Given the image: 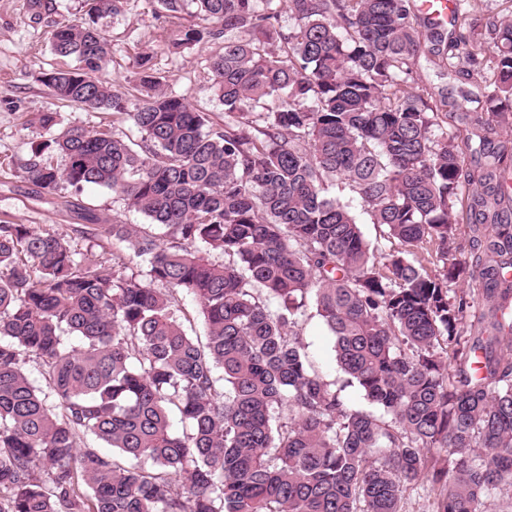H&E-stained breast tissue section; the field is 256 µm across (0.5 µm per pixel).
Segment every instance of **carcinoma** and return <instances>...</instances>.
Instances as JSON below:
<instances>
[{"label":"carcinoma","mask_w":512,"mask_h":512,"mask_svg":"<svg viewBox=\"0 0 512 512\" xmlns=\"http://www.w3.org/2000/svg\"><path fill=\"white\" fill-rule=\"evenodd\" d=\"M188 1L200 23L171 45H222V124L147 57L132 106L99 77V20L123 0L52 33L75 66L40 82L140 139L43 112L19 176L72 210L63 192L108 188L150 223L114 214L76 240L0 223V512H403L423 485L427 512L512 505V188L488 140L512 126V20L458 6L446 32L415 0H159L170 22ZM422 56L490 72L477 171L440 133L447 97L415 85ZM333 181L396 247L365 239ZM310 307L374 410L314 370Z\"/></svg>","instance_id":"carcinoma-1"}]
</instances>
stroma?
I'll return each instance as SVG.
<instances>
[{"label": "stroma", "instance_id": "stroma-1", "mask_svg": "<svg viewBox=\"0 0 512 512\" xmlns=\"http://www.w3.org/2000/svg\"><path fill=\"white\" fill-rule=\"evenodd\" d=\"M85 12V0H37L32 8L27 0H0V221L34 227L50 225L62 235L72 233L74 217L41 199L12 170L11 162L25 152L29 142L39 140L41 129L34 122L38 113L57 112L65 124L88 129L101 120L100 112L58 102L39 80L42 70L60 63L50 49V31L57 23L81 20ZM167 28L158 0H124L121 14L103 26L112 43V57L103 79L128 98H135L140 78L138 58L150 54L153 70L166 78L167 90L186 98L197 111L222 120L224 107L213 93L209 70L215 46L170 51L165 42ZM414 79L417 86L447 94L450 114L442 129L451 136L462 134L464 127L458 114L479 111L482 80L463 72L440 77L424 63L417 66ZM79 198L95 215L118 213L129 224L146 221L110 189L88 186ZM301 334L315 370L328 381L342 382L333 341L320 317L308 313L301 321Z\"/></svg>", "mask_w": 512, "mask_h": 512}]
</instances>
